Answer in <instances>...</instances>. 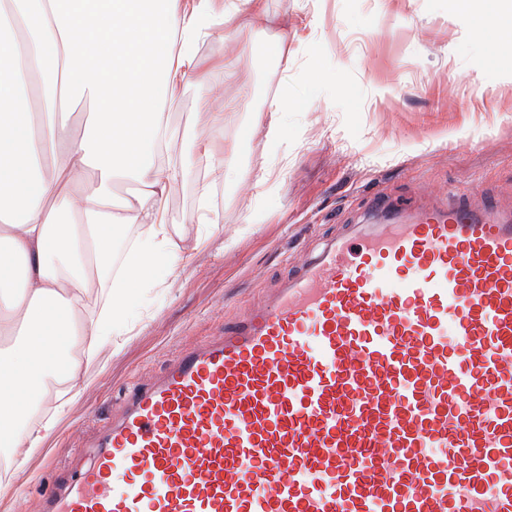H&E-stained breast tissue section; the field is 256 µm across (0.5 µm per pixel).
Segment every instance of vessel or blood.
<instances>
[{
    "label": "vessel or blood",
    "instance_id": "b4317fda",
    "mask_svg": "<svg viewBox=\"0 0 512 512\" xmlns=\"http://www.w3.org/2000/svg\"><path fill=\"white\" fill-rule=\"evenodd\" d=\"M40 512H512V214L336 238L130 387Z\"/></svg>",
    "mask_w": 512,
    "mask_h": 512
}]
</instances>
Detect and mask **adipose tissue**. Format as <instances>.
<instances>
[{
  "mask_svg": "<svg viewBox=\"0 0 512 512\" xmlns=\"http://www.w3.org/2000/svg\"><path fill=\"white\" fill-rule=\"evenodd\" d=\"M266 0H0V457L23 469L55 422L37 405L47 382L76 400L85 388L73 351L92 356L122 323L130 288L177 246L165 198L159 105L190 81L207 88L197 47L217 21L255 27ZM40 75L41 110L26 108L25 72ZM88 101L79 139L72 106ZM93 172V191L75 186ZM138 185L115 201V183ZM124 224L146 236L125 260Z\"/></svg>",
  "mask_w": 512,
  "mask_h": 512,
  "instance_id": "adipose-tissue-1",
  "label": "adipose tissue"
}]
</instances>
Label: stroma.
Listing matches in <instances>:
<instances>
[{
    "instance_id": "1",
    "label": "stroma",
    "mask_w": 512,
    "mask_h": 512,
    "mask_svg": "<svg viewBox=\"0 0 512 512\" xmlns=\"http://www.w3.org/2000/svg\"><path fill=\"white\" fill-rule=\"evenodd\" d=\"M259 28L217 23L199 47L212 63L208 107L186 84L161 110L178 177L166 198L185 232L178 258L131 293V310L97 358L82 396L50 393L55 428L25 471L0 487V512H39L43 496L85 463L77 450L126 389L177 353L224 331L225 319L282 287L306 255L355 224L443 206L480 186L473 208L512 210V59L476 36L455 0H267ZM235 61L225 74L224 57ZM322 70L323 79L311 75ZM288 100L283 135L267 136L273 98ZM223 124L206 126L205 111ZM224 148L212 184L217 224L201 223L207 161L192 130Z\"/></svg>"
}]
</instances>
